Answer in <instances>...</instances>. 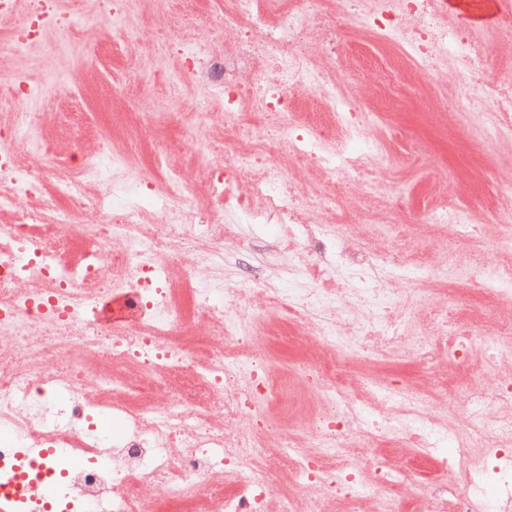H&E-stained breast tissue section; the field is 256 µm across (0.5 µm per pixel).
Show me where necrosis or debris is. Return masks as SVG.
Returning a JSON list of instances; mask_svg holds the SVG:
<instances>
[{
	"label": "necrosis or debris",
	"instance_id": "obj_1",
	"mask_svg": "<svg viewBox=\"0 0 512 512\" xmlns=\"http://www.w3.org/2000/svg\"><path fill=\"white\" fill-rule=\"evenodd\" d=\"M330 2L224 0L222 50L170 39L179 63L165 94L143 98L137 119L144 131L181 122L191 144L211 114L172 111L185 82L222 105L224 156L206 167L215 193L207 209L179 175L142 171L109 136L79 156L57 155L43 114L23 109L24 85L0 90V495L22 488L50 512H326L336 499L344 512L367 502L373 512H403L396 476L379 469L361 479L358 451L380 442L427 450L443 426L415 389L367 374L350 381L346 367L403 346V284L433 273L378 253L362 270L373 280L366 292L323 288L331 267L306 261L303 246L311 214L334 218L340 200L287 179L291 162L351 179L382 152L376 141L361 157L345 150L364 138L367 107L348 75L316 69L298 44L336 25ZM434 2L372 0L360 23L387 50L384 68L408 78L429 68L424 93L444 112L445 82L433 64L450 55L460 64L456 102L478 95L492 111L512 110V82L487 76L493 53L443 27ZM494 200L491 218L504 231L478 276L488 290L511 292L512 185L496 187ZM89 212L95 222H85ZM241 218L295 225L285 249L312 287L283 293L262 270L258 302L249 289L225 287L214 274L224 226ZM418 220L479 238L468 210L432 200ZM269 304L279 317L266 323L261 349L243 317ZM298 324L321 339V356L299 367L321 406L314 424L294 431V384L274 372L267 347L290 339L306 348V337L288 335ZM485 361L496 385L466 394L459 454L432 477L468 492L451 506L429 498L424 512H484L488 485L512 490V448L502 444L512 418L493 415L512 400V348L489 347ZM107 417L118 431L103 427ZM345 437L351 447H340ZM29 448L49 454L24 479L19 461ZM292 483L303 495L289 492Z\"/></svg>",
	"mask_w": 512,
	"mask_h": 512
}]
</instances>
